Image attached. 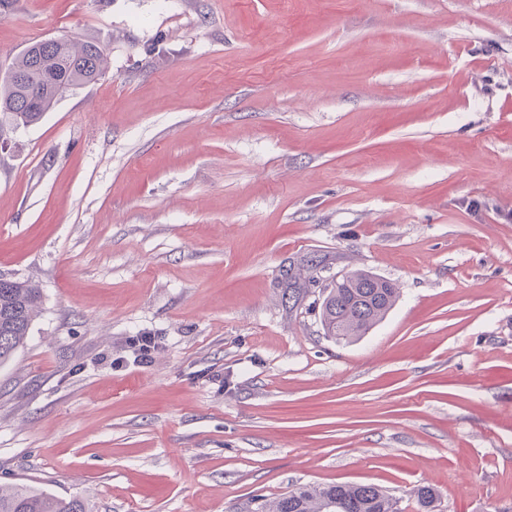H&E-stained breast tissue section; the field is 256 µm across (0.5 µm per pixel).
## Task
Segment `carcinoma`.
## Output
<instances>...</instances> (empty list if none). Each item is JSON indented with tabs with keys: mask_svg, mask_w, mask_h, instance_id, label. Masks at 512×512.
I'll return each mask as SVG.
<instances>
[{
	"mask_svg": "<svg viewBox=\"0 0 512 512\" xmlns=\"http://www.w3.org/2000/svg\"><path fill=\"white\" fill-rule=\"evenodd\" d=\"M107 58L88 40L60 37L51 43L37 40L19 53L0 74V128L38 123L69 90L96 82ZM399 298L396 286L369 271L343 275L319 304L324 334L337 341L365 335L381 322ZM41 305L40 289L26 280L0 281V366L23 347ZM423 512H433L436 493L429 486L416 489ZM0 512H88L76 497L64 498L28 483L0 485ZM246 512H401L399 499L369 484L304 485L267 502L255 499Z\"/></svg>",
	"mask_w": 512,
	"mask_h": 512,
	"instance_id": "carcinoma-1",
	"label": "carcinoma"
}]
</instances>
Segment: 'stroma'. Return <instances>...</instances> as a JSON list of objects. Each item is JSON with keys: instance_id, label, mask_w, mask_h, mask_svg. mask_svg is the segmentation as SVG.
Wrapping results in <instances>:
<instances>
[{"instance_id": "obj_1", "label": "stroma", "mask_w": 512, "mask_h": 512, "mask_svg": "<svg viewBox=\"0 0 512 512\" xmlns=\"http://www.w3.org/2000/svg\"><path fill=\"white\" fill-rule=\"evenodd\" d=\"M100 80L0 138V483L91 512L374 484L512 512V0H6ZM400 297L324 336L307 262ZM147 333L149 361L129 357ZM40 305V289L27 280L0 281V366L23 347Z\"/></svg>"}]
</instances>
